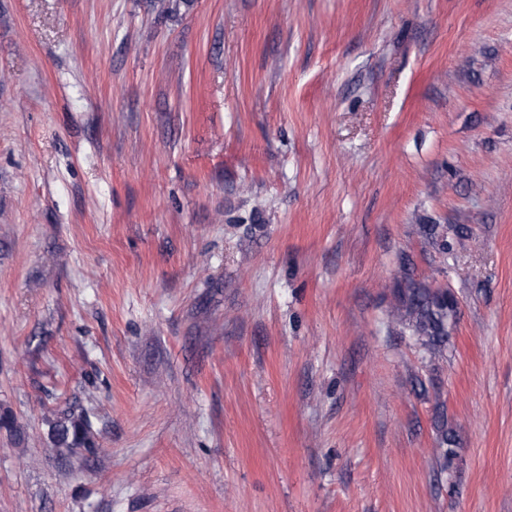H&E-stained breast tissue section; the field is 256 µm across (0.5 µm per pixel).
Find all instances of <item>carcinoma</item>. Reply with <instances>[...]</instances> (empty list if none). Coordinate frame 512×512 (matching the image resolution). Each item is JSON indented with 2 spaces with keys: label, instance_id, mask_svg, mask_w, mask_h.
Masks as SVG:
<instances>
[{
  "label": "carcinoma",
  "instance_id": "obj_1",
  "mask_svg": "<svg viewBox=\"0 0 512 512\" xmlns=\"http://www.w3.org/2000/svg\"><path fill=\"white\" fill-rule=\"evenodd\" d=\"M423 233L428 242L439 251L448 252V226L425 224ZM395 304L392 316L416 336L431 354L437 355L448 345L449 329L456 323L459 304L447 288H430L403 273L394 290ZM96 416L89 408L76 411L67 408L49 423V436L57 448H81L92 453L96 450L94 436ZM437 458L447 468L455 457V439L448 435L445 422H440L437 434Z\"/></svg>",
  "mask_w": 512,
  "mask_h": 512
}]
</instances>
